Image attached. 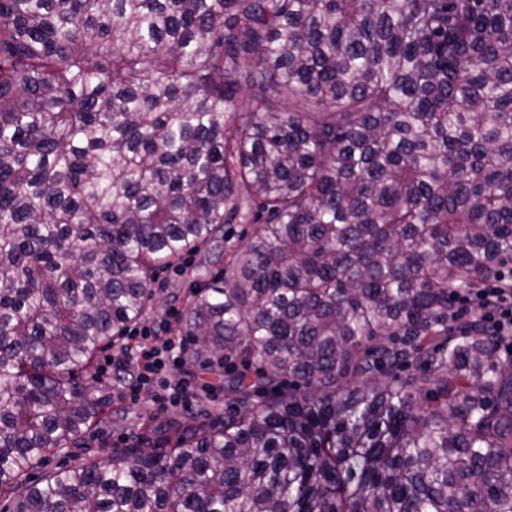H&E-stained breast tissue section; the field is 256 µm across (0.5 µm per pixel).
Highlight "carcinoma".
Returning <instances> with one entry per match:
<instances>
[{
	"label": "carcinoma",
	"mask_w": 512,
	"mask_h": 512,
	"mask_svg": "<svg viewBox=\"0 0 512 512\" xmlns=\"http://www.w3.org/2000/svg\"><path fill=\"white\" fill-rule=\"evenodd\" d=\"M251 117L236 120V97ZM224 427L27 476L76 375L204 245ZM512 0H0V497L13 512H512ZM512 263L495 276L470 288L453 294L454 322L479 317L494 336H510L512 340Z\"/></svg>",
	"instance_id": "obj_1"
}]
</instances>
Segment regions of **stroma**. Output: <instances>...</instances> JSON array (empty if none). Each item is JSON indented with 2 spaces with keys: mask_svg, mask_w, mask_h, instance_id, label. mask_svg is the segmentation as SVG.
I'll list each match as a JSON object with an SVG mask.
<instances>
[{
  "mask_svg": "<svg viewBox=\"0 0 512 512\" xmlns=\"http://www.w3.org/2000/svg\"><path fill=\"white\" fill-rule=\"evenodd\" d=\"M207 255V250H199L190 254L189 265H170L154 273L152 297L146 306L145 319L154 322L167 320L173 327L182 326L191 294L205 287L224 269L223 261L208 260ZM181 375L191 386L210 391V398L190 410L178 406L163 411L146 397L136 403L130 402L124 398L122 389L111 377L79 374V382H92L94 394L103 399L110 420L87 431L69 450L49 456L42 466L43 471H55L76 464H103L116 459H129L140 451L157 448L156 436L140 427L141 422L148 418L175 419L191 431L222 426L228 405L223 375L214 373L201 362L184 365Z\"/></svg>",
  "mask_w": 512,
  "mask_h": 512,
  "instance_id": "stroma-1",
  "label": "stroma"
}]
</instances>
